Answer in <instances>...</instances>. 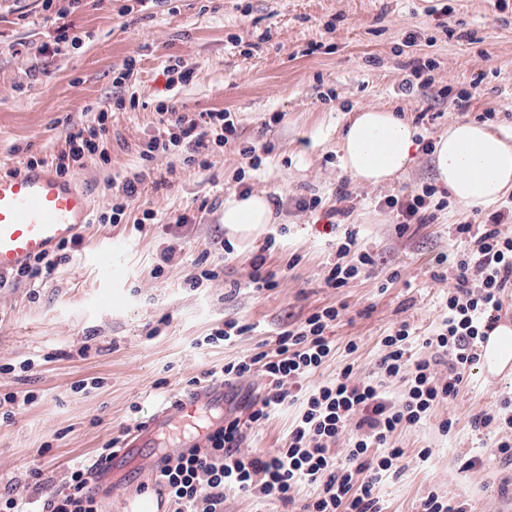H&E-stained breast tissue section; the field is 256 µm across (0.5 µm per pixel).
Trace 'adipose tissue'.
Segmentation results:
<instances>
[{"label":"adipose tissue","instance_id":"obj_1","mask_svg":"<svg viewBox=\"0 0 512 512\" xmlns=\"http://www.w3.org/2000/svg\"><path fill=\"white\" fill-rule=\"evenodd\" d=\"M418 130L387 109L357 111L342 140V162L350 177L370 186L402 177L414 161ZM438 182L464 206L493 205L512 193V135L486 123H455L433 149ZM273 218V205L261 193L231 197L222 220L229 236L259 237Z\"/></svg>","mask_w":512,"mask_h":512}]
</instances>
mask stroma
I'll return each instance as SVG.
<instances>
[{
	"label": "stroma",
	"instance_id": "35a3bbf8",
	"mask_svg": "<svg viewBox=\"0 0 512 512\" xmlns=\"http://www.w3.org/2000/svg\"><path fill=\"white\" fill-rule=\"evenodd\" d=\"M56 5L48 12L42 0H0V170L21 169L31 157L52 164L70 127L92 124L96 104L132 97L136 108L112 116L104 143L110 164L87 161L74 179L99 212L125 177L151 170L139 204L157 221L140 231L88 224L81 246L48 279L0 289V396L35 395L15 407L10 421L0 420V493L37 499L31 472L61 485L69 467L90 462L107 441L148 420L189 379L260 351L323 307L344 314L327 331L334 350L321 378L348 364L361 379L375 378L380 342L404 320L418 335L413 348H420L448 292L447 282L435 278L436 256L460 246L455 225L490 213L461 207L438 184L433 147L456 122L512 131V0H178L172 10L84 0L65 21L87 40L43 57L37 49L52 42L56 11L66 2ZM131 57L133 74L115 86V71ZM172 57L197 76L170 90L163 69ZM417 60L427 65L418 77ZM163 100L191 117L232 114L236 136L208 168L170 155L142 160L141 144L157 134ZM370 107L403 112L420 131L408 174L377 188L354 182L341 162L345 128ZM250 144L263 150L254 170L239 153ZM244 184L280 202L267 233L288 230L266 259V269L284 274L273 290L248 286L261 241L229 240L222 222L225 199ZM428 185L436 193L425 220L398 235L385 199ZM341 187L348 192L342 202ZM313 196L324 208L345 209L339 224L299 209V199ZM184 214L191 223H180ZM348 228L378 264L335 290L323 285V267ZM117 241L123 249L107 278L99 266ZM171 247L173 260L163 262ZM295 254L300 262L292 268ZM201 257L219 276L193 286V262ZM229 320L252 330L229 343L203 344ZM26 360L35 366L23 377L18 367ZM94 378L101 388L81 389ZM509 391L511 372L488 382L473 377L454 401L403 433L400 471L384 474L374 489L382 512H417L431 490L467 501L472 512H512V493L501 489L512 467L496 453L512 431L473 424ZM297 412L283 408L248 430L243 452L280 447ZM448 417L456 424L445 436L438 423ZM423 448L432 451L425 460ZM477 452L484 468L466 469Z\"/></svg>",
	"mask_w": 512,
	"mask_h": 512
}]
</instances>
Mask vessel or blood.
Returning <instances> with one entry per match:
<instances>
[{
	"label": "vessel or blood",
	"mask_w": 512,
	"mask_h": 512,
	"mask_svg": "<svg viewBox=\"0 0 512 512\" xmlns=\"http://www.w3.org/2000/svg\"><path fill=\"white\" fill-rule=\"evenodd\" d=\"M87 194L56 174L48 165L26 167L0 175V276L13 273L35 256L52 252L78 237L90 220ZM223 405L224 383L213 381L159 406L145 426L124 438L123 449L149 448L162 439L173 452L196 448L199 437H184L205 404ZM167 494L155 486L152 494L129 500L125 512H167Z\"/></svg>",
	"instance_id": "obj_1"
}]
</instances>
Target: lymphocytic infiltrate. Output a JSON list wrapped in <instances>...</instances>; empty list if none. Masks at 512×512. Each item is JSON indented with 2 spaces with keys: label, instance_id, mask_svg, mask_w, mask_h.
<instances>
[{
  "label": "lymphocytic infiltrate",
  "instance_id": "obj_1",
  "mask_svg": "<svg viewBox=\"0 0 512 512\" xmlns=\"http://www.w3.org/2000/svg\"><path fill=\"white\" fill-rule=\"evenodd\" d=\"M124 106L121 99L115 106H103L94 126L69 131L66 150L55 158L58 175H73L94 158L109 163L101 143L110 131L113 108ZM157 110L161 127L142 145L140 156L145 160L159 153L173 154L186 165L203 168L236 133L228 112H203L191 118L164 102ZM146 178L141 171L125 179L119 202L100 213L98 223L129 222L138 230L153 223L152 209L130 211ZM504 218L500 210L484 222L456 226V235L468 239L469 245L448 264L454 286L445 300V316L423 338L420 356L411 354L409 323L385 336L378 379L357 380L348 365L336 378L310 385V378L332 352L326 331L340 316L333 306L313 312L297 328L279 332L273 348L225 364L218 373L225 383L251 374L267 380L264 395L249 405L250 423L262 424L296 402L302 409L288 430L284 448L276 451L240 453L245 439L242 420L228 416L222 426L206 434L204 447L163 458L157 480L167 486L175 512H224L228 491L291 504L305 484L317 486L319 493L302 505L301 512H381L373 490L404 455L398 436L458 397L479 360V344L501 318L503 296L512 288V234L505 231ZM373 264L374 257L360 246L357 231H347L334 259L325 266L324 284L347 287ZM394 381L401 388L393 396L386 386ZM120 444V438H112L95 462L71 468L61 486L46 489L38 512H100L90 478L98 463L109 460Z\"/></svg>",
  "mask_w": 512,
  "mask_h": 512
}]
</instances>
